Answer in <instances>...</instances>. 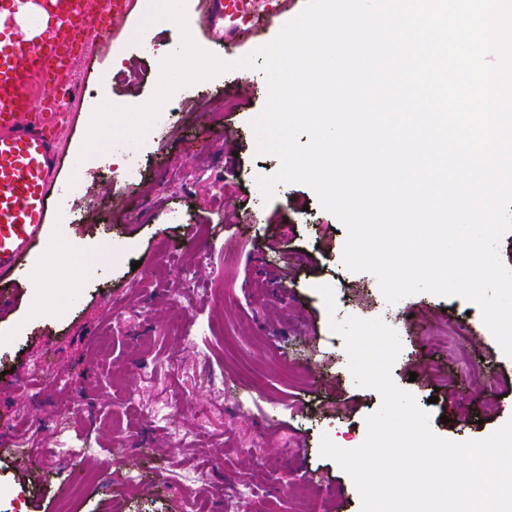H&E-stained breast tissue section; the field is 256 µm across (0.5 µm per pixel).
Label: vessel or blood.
Here are the masks:
<instances>
[{
    "label": "vessel or blood",
    "mask_w": 512,
    "mask_h": 512,
    "mask_svg": "<svg viewBox=\"0 0 512 512\" xmlns=\"http://www.w3.org/2000/svg\"><path fill=\"white\" fill-rule=\"evenodd\" d=\"M16 0H0V285L46 237L51 189L62 152L60 132L69 124L74 94L59 58L71 31L84 28L88 0H45L52 18L40 42L24 43L7 18ZM250 0H215L207 23L223 16L251 24ZM48 83L47 104L35 105L32 81Z\"/></svg>",
    "instance_id": "b4317fda"
}]
</instances>
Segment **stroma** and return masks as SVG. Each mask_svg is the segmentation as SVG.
Segmentation results:
<instances>
[{"label": "stroma", "instance_id": "35a3bbf8", "mask_svg": "<svg viewBox=\"0 0 512 512\" xmlns=\"http://www.w3.org/2000/svg\"><path fill=\"white\" fill-rule=\"evenodd\" d=\"M68 66L76 84L51 195V236L9 283L0 312V417L46 447L78 449L68 466L0 446V485L19 494L0 512H361L359 493L322 437L361 445L377 391L358 386L331 320L382 319L400 339L391 376L430 414L432 431L464 442L512 418V358L479 307L418 293L389 303L374 275L342 263L346 229L307 185L257 179L279 161L257 151L251 122L266 76L236 69L187 86L178 112L143 142L98 152L78 190L66 188L98 98L100 71L143 73L110 88L112 102L145 103L160 76L151 45L175 50L176 24L147 23L149 0L120 22L112 0ZM187 0L190 34L224 61L270 42L306 0L256 8L242 35L208 27ZM331 286L334 310L318 293ZM465 335L453 333L457 321ZM426 370L430 381L410 380ZM497 405L494 415L483 412ZM108 477L98 486L92 477Z\"/></svg>", "mask_w": 512, "mask_h": 512}]
</instances>
